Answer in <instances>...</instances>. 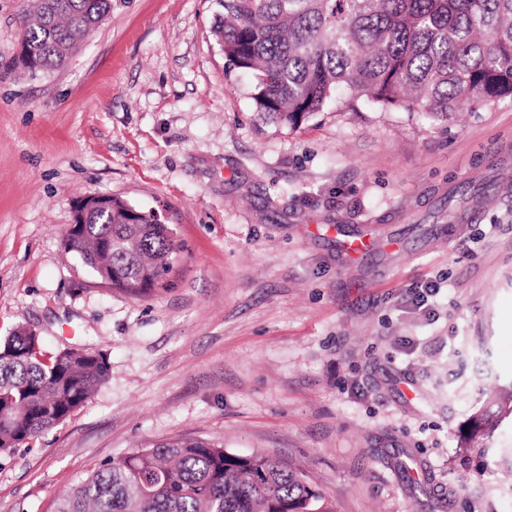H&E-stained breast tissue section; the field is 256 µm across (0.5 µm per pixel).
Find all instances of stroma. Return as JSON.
<instances>
[{"label":"stroma","instance_id":"obj_1","mask_svg":"<svg viewBox=\"0 0 512 512\" xmlns=\"http://www.w3.org/2000/svg\"><path fill=\"white\" fill-rule=\"evenodd\" d=\"M18 7L0 0V337L103 349L111 372L0 458V512H50L91 465L175 438L287 459L339 512H512V413L460 447L512 388V103L432 126L343 91L280 132L217 42L221 0H112L33 78L10 70ZM97 195L174 226L168 288L131 297L66 252Z\"/></svg>","mask_w":512,"mask_h":512}]
</instances>
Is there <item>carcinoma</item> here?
<instances>
[{
  "label": "carcinoma",
  "mask_w": 512,
  "mask_h": 512,
  "mask_svg": "<svg viewBox=\"0 0 512 512\" xmlns=\"http://www.w3.org/2000/svg\"><path fill=\"white\" fill-rule=\"evenodd\" d=\"M112 13V0H26L19 35L35 77L62 66ZM224 57L254 78L259 119L294 132L336 96L446 125L459 107L512 103V0H224ZM67 251L135 298L170 286L182 252L171 225L112 198ZM101 350L49 351L26 327L0 339V456L65 422L109 378ZM476 432L496 425L486 409ZM54 512H337L299 467L216 442L171 440L93 467Z\"/></svg>",
  "instance_id": "cac0c4a2"
}]
</instances>
